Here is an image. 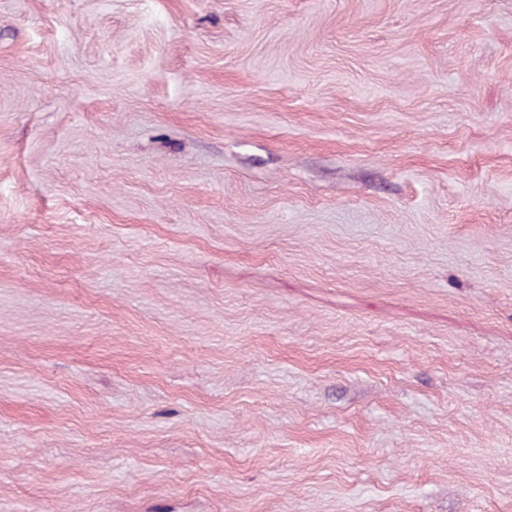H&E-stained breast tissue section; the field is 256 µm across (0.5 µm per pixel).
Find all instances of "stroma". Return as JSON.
I'll return each instance as SVG.
<instances>
[{"label":"stroma","instance_id":"obj_1","mask_svg":"<svg viewBox=\"0 0 512 512\" xmlns=\"http://www.w3.org/2000/svg\"><path fill=\"white\" fill-rule=\"evenodd\" d=\"M0 512H512V0H0Z\"/></svg>","mask_w":512,"mask_h":512}]
</instances>
